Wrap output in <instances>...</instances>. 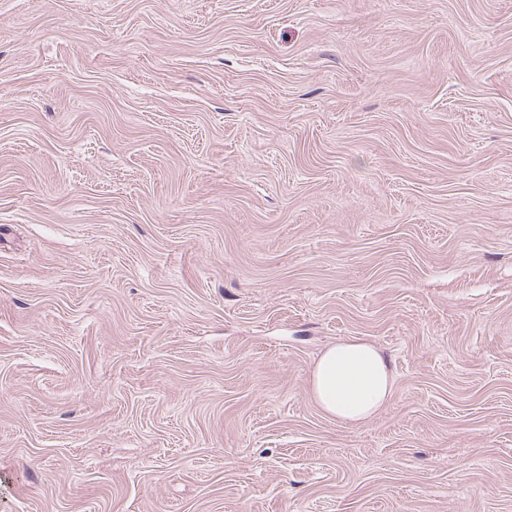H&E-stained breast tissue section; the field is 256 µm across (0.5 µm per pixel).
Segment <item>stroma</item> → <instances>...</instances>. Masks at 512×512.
<instances>
[{
    "instance_id": "stroma-1",
    "label": "stroma",
    "mask_w": 512,
    "mask_h": 512,
    "mask_svg": "<svg viewBox=\"0 0 512 512\" xmlns=\"http://www.w3.org/2000/svg\"><path fill=\"white\" fill-rule=\"evenodd\" d=\"M0 512H512V0H0ZM389 360L373 344L350 338L328 347L310 379L315 402L338 424L369 421L391 399Z\"/></svg>"
}]
</instances>
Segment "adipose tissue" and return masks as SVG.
I'll return each instance as SVG.
<instances>
[{
  "label": "adipose tissue",
  "mask_w": 512,
  "mask_h": 512,
  "mask_svg": "<svg viewBox=\"0 0 512 512\" xmlns=\"http://www.w3.org/2000/svg\"><path fill=\"white\" fill-rule=\"evenodd\" d=\"M315 402L340 424L369 421L390 400L393 374L373 344L350 338L328 347L310 379Z\"/></svg>",
  "instance_id": "obj_1"
}]
</instances>
